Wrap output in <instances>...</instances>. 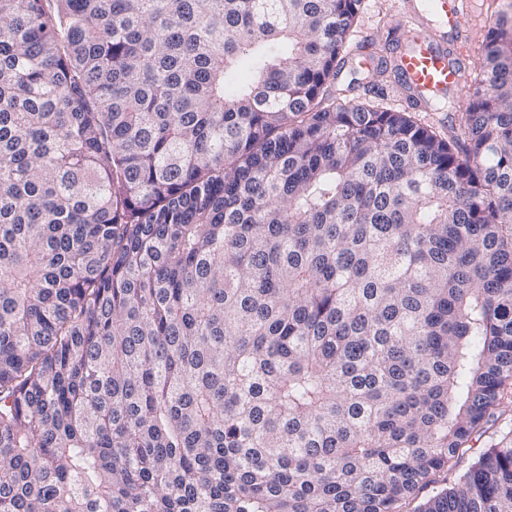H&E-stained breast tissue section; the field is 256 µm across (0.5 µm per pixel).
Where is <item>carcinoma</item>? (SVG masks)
Here are the masks:
<instances>
[{"mask_svg": "<svg viewBox=\"0 0 512 512\" xmlns=\"http://www.w3.org/2000/svg\"><path fill=\"white\" fill-rule=\"evenodd\" d=\"M359 5L0 0V512H401L498 422L512 0L446 136ZM415 512H512V427Z\"/></svg>", "mask_w": 512, "mask_h": 512, "instance_id": "carcinoma-1", "label": "carcinoma"}]
</instances>
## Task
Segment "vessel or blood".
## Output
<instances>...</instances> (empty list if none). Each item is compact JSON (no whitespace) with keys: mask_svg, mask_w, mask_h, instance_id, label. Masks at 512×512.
Here are the masks:
<instances>
[{"mask_svg":"<svg viewBox=\"0 0 512 512\" xmlns=\"http://www.w3.org/2000/svg\"><path fill=\"white\" fill-rule=\"evenodd\" d=\"M471 5L472 0H435L440 29L453 34V42L442 40L439 29H416L411 34L409 46L399 51L396 67L405 85L412 87L414 92L459 85L470 46Z\"/></svg>","mask_w":512,"mask_h":512,"instance_id":"1","label":"vessel or blood"}]
</instances>
